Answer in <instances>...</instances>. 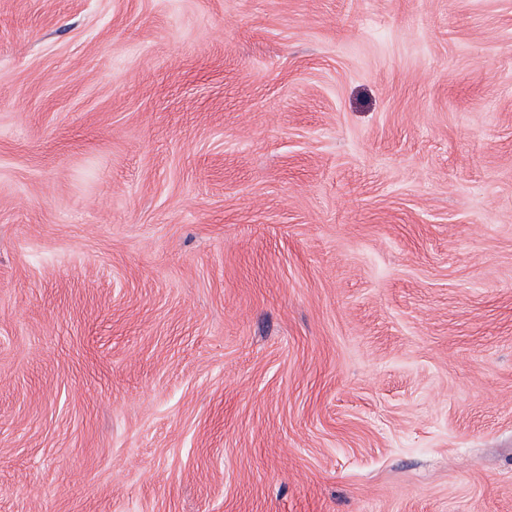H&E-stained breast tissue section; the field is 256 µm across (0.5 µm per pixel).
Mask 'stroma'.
Wrapping results in <instances>:
<instances>
[{"mask_svg": "<svg viewBox=\"0 0 512 512\" xmlns=\"http://www.w3.org/2000/svg\"><path fill=\"white\" fill-rule=\"evenodd\" d=\"M0 512H512V0H0Z\"/></svg>", "mask_w": 512, "mask_h": 512, "instance_id": "obj_1", "label": "stroma"}]
</instances>
